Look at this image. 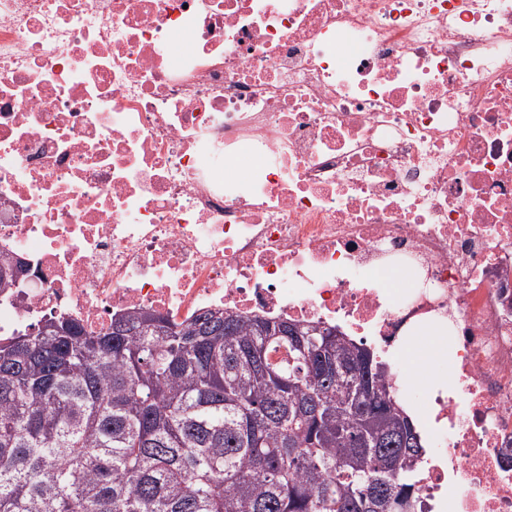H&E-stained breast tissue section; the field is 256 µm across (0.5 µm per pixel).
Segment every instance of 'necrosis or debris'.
<instances>
[{
    "label": "necrosis or debris",
    "mask_w": 512,
    "mask_h": 512,
    "mask_svg": "<svg viewBox=\"0 0 512 512\" xmlns=\"http://www.w3.org/2000/svg\"><path fill=\"white\" fill-rule=\"evenodd\" d=\"M1 256L0 338L447 327V390L387 376L433 418L424 512H512V0H0Z\"/></svg>",
    "instance_id": "1"
}]
</instances>
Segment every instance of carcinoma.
I'll list each match as a JSON object with an SVG mask.
<instances>
[{"instance_id": "1", "label": "carcinoma", "mask_w": 512, "mask_h": 512, "mask_svg": "<svg viewBox=\"0 0 512 512\" xmlns=\"http://www.w3.org/2000/svg\"><path fill=\"white\" fill-rule=\"evenodd\" d=\"M387 373L325 322L51 314L0 339V512H420Z\"/></svg>"}]
</instances>
